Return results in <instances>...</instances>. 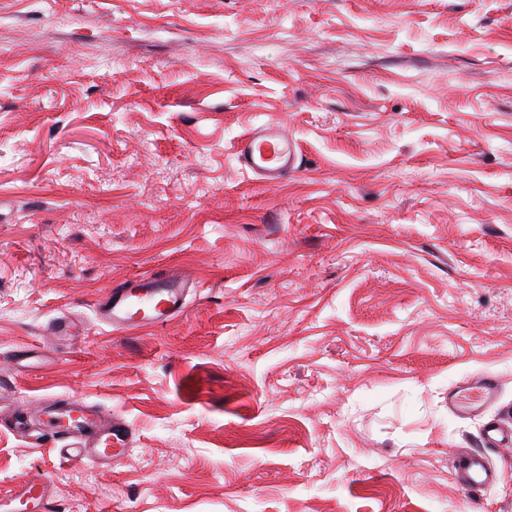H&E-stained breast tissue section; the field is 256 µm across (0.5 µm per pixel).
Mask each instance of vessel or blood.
Instances as JSON below:
<instances>
[{
    "label": "vessel or blood",
    "mask_w": 512,
    "mask_h": 512,
    "mask_svg": "<svg viewBox=\"0 0 512 512\" xmlns=\"http://www.w3.org/2000/svg\"><path fill=\"white\" fill-rule=\"evenodd\" d=\"M299 155L297 141L275 120L253 129L236 148L240 165L269 187L279 185L296 171ZM191 286L190 278L178 270L159 277L143 274L110 290L95 311L102 322L119 332L154 326L184 312ZM498 397V380L486 373L451 391L448 405L456 413L467 415L494 404ZM41 414L47 439L62 450H75L77 457L109 468L128 452V429L104 422L99 411L85 401L49 402ZM480 442V447L459 450L453 457L458 481L470 491L490 488L500 480L501 474L491 465L487 451L511 447L512 428L498 420L489 421L482 428ZM50 498L49 482L40 476L29 477L20 483L17 492L0 497V512H47Z\"/></svg>",
    "instance_id": "obj_1"
}]
</instances>
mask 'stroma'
I'll return each mask as SVG.
<instances>
[{
  "instance_id": "1",
  "label": "stroma",
  "mask_w": 512,
  "mask_h": 512,
  "mask_svg": "<svg viewBox=\"0 0 512 512\" xmlns=\"http://www.w3.org/2000/svg\"><path fill=\"white\" fill-rule=\"evenodd\" d=\"M270 120L272 188L234 149ZM175 263L183 314L99 321ZM0 385V497L51 512H512V447L478 492L450 460L512 421V0H0ZM49 397L121 464L38 441ZM299 155L298 142L275 120L253 129L236 148L240 165L269 187L279 185L297 170ZM498 397L497 377L492 373H485L474 380L463 382L451 391L448 395V405L456 413L467 415L494 404ZM40 415L46 438L55 445L59 443L62 452L75 450L72 456L75 459L84 457L110 469L129 450L128 429L105 423L99 411L85 401L49 402L42 407ZM50 483L41 476L29 477L19 485V490L8 497H0L1 512H46L52 497Z\"/></svg>"
}]
</instances>
